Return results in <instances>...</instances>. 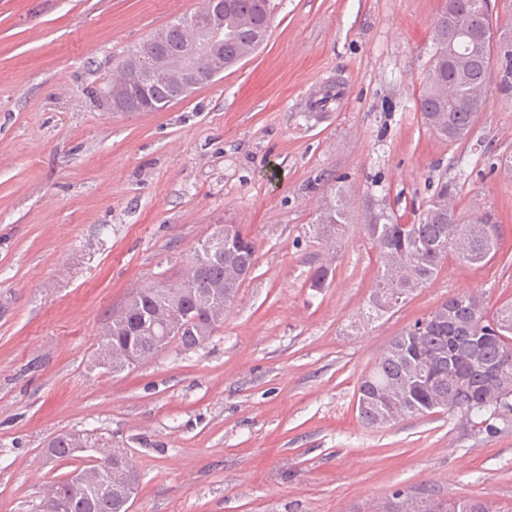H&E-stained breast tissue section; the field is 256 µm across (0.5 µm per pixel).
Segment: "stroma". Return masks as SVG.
<instances>
[{
  "label": "stroma",
  "instance_id": "1",
  "mask_svg": "<svg viewBox=\"0 0 512 512\" xmlns=\"http://www.w3.org/2000/svg\"><path fill=\"white\" fill-rule=\"evenodd\" d=\"M259 51L159 112H116L115 68L195 0H0V512H36L70 432L110 438L140 474L132 512H366L394 491L512 507V419L477 432L439 411L370 427L362 377L415 320L461 294L512 300V95L470 135L419 111L444 0H275ZM341 84L327 108L306 99ZM499 217L483 267L447 259L367 320L377 273L363 229L410 223L439 179ZM353 211L326 287L313 221L332 188ZM256 263L203 347L106 367V317L178 282L217 223Z\"/></svg>",
  "mask_w": 512,
  "mask_h": 512
}]
</instances>
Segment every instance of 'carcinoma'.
<instances>
[{
  "mask_svg": "<svg viewBox=\"0 0 512 512\" xmlns=\"http://www.w3.org/2000/svg\"><path fill=\"white\" fill-rule=\"evenodd\" d=\"M486 0H446L432 24L435 53L419 100L424 124L444 141L464 140L482 112L494 81V63L500 64L498 89L512 91V32L504 33L508 45L494 35L475 44L458 35L448 39V10L466 14L481 26L486 19ZM275 14L273 0H228L224 5V69L228 70L257 51L267 38ZM187 16L165 27L160 44L145 40L122 63L124 67L146 64L157 55H177L182 50ZM484 57L488 66L473 67L468 82L448 97V81L457 74L460 58ZM151 99L163 106L187 98L190 91L174 83L150 86ZM456 188L448 181L437 185L418 219L402 224L380 211L364 225L378 253V268L368 314L379 316L412 296L428 283L448 258L468 265L490 261L497 253L501 234L493 210L464 215L448 205ZM350 210L338 189L319 210L316 232L326 242H337ZM233 262L242 277L255 267L256 246L234 224L228 225L224 251L195 271L192 287L176 284L171 293L181 299L182 310L193 320V332L175 345L183 351L205 345L202 336H214L203 301L217 286H224L227 306H232L241 284H224L225 260ZM140 307L121 319L108 317L102 327L101 348L126 344L141 359L153 357L161 347L147 327L150 314L166 306L168 294L150 286L139 290ZM463 380L459 397H448L449 387ZM456 411L478 431L495 429L494 421L512 414V301L502 303L489 315L483 300L461 295L444 301L394 337L358 387L359 417L368 426L381 427L406 416H424L437 407ZM103 485L97 492L82 489L66 477L53 483L52 494L68 503L69 512H124L120 494L109 489L107 465H101ZM381 512H493L477 499L442 500L430 495L408 496L396 491L379 505Z\"/></svg>",
  "mask_w": 512,
  "mask_h": 512,
  "instance_id": "carcinoma-1",
  "label": "carcinoma"
}]
</instances>
